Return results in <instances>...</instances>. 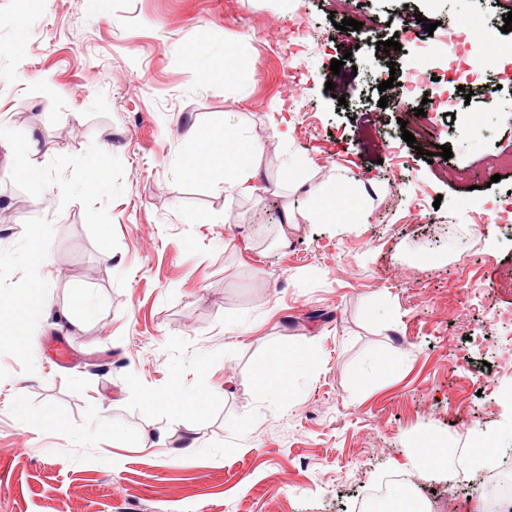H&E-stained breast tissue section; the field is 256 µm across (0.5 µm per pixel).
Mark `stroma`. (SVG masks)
<instances>
[{
  "mask_svg": "<svg viewBox=\"0 0 512 512\" xmlns=\"http://www.w3.org/2000/svg\"><path fill=\"white\" fill-rule=\"evenodd\" d=\"M511 11L512 0H46L29 13L0 0V134L35 131L44 174L33 186L0 154L13 212L0 223V297L23 279L30 225L57 259L32 342L0 337V512H371L399 473L449 512H492L512 483V378L499 373L512 350V229L493 209L512 192V169L495 164L512 153V31L492 29L497 50L457 114L416 115L434 85L384 108L378 86L465 16ZM400 15L413 20L408 40L377 51ZM348 17L362 29H336ZM300 25L309 39L293 54ZM201 40L216 69L247 81L202 82L184 54ZM228 112L264 149L250 199L180 173L182 126ZM426 121L429 137L409 147L403 130ZM107 138L112 189L92 196L72 161ZM292 158L328 195L363 191L361 223L303 219L306 190L281 180ZM40 193L50 206L34 204ZM288 209L298 223L284 224ZM81 288L101 314L77 330L59 312ZM59 338L76 350L63 364L49 349ZM287 346L313 360L282 400L259 391L254 370ZM378 352L394 358L391 374L371 372ZM174 381L208 393L203 415L175 420L145 401ZM48 410L66 433L43 423ZM190 427L189 452L175 440L132 448L143 430ZM430 431L452 452L494 439L496 466L465 457L447 477L420 472L415 444Z\"/></svg>",
  "mask_w": 512,
  "mask_h": 512,
  "instance_id": "stroma-1",
  "label": "stroma"
}]
</instances>
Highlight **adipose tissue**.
Masks as SVG:
<instances>
[{
  "instance_id": "ef3b65f1",
  "label": "adipose tissue",
  "mask_w": 512,
  "mask_h": 512,
  "mask_svg": "<svg viewBox=\"0 0 512 512\" xmlns=\"http://www.w3.org/2000/svg\"><path fill=\"white\" fill-rule=\"evenodd\" d=\"M184 138L191 151L182 162L183 174L194 181L220 180L228 195L250 198L258 191L259 158L263 149L259 143L243 135L235 113L224 115L222 123L209 128L192 124L187 126ZM13 169L31 182L41 180V172L35 162L38 142L33 133L0 142ZM365 205L363 194L354 188L345 190L337 200L325 205L312 201L306 218L312 224H341L348 214L362 212ZM30 247L25 254L28 269L20 285V292L11 301L0 304V334L11 336L20 342H29L35 333L31 311L46 288L43 270L53 260L44 247L40 226L29 230ZM312 359L309 351L287 348L261 360L254 373L255 382L264 393L283 396L294 375Z\"/></svg>"
}]
</instances>
